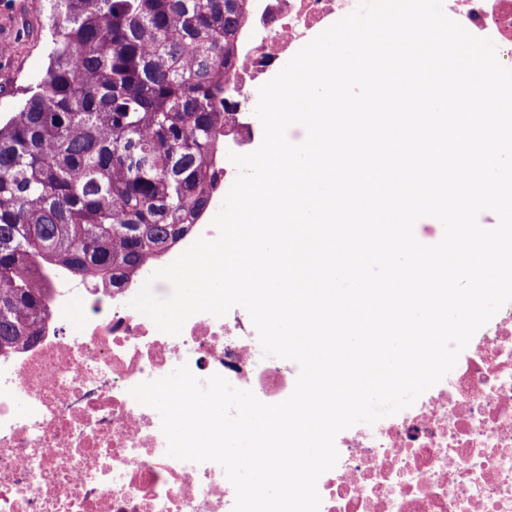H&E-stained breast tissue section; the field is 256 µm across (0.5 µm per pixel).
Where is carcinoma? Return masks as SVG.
I'll list each match as a JSON object with an SVG mask.
<instances>
[{"label": "carcinoma", "instance_id": "carcinoma-1", "mask_svg": "<svg viewBox=\"0 0 512 512\" xmlns=\"http://www.w3.org/2000/svg\"><path fill=\"white\" fill-rule=\"evenodd\" d=\"M250 0H46L48 65L0 120V349L48 267L134 272L219 194L224 78Z\"/></svg>", "mask_w": 512, "mask_h": 512}]
</instances>
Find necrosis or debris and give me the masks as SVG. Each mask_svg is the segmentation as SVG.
Instances as JSON below:
<instances>
[{
  "instance_id": "necrosis-or-debris-1",
  "label": "necrosis or debris",
  "mask_w": 512,
  "mask_h": 512,
  "mask_svg": "<svg viewBox=\"0 0 512 512\" xmlns=\"http://www.w3.org/2000/svg\"><path fill=\"white\" fill-rule=\"evenodd\" d=\"M256 2L231 75L232 130L252 126L263 76L358 4ZM444 11L490 38L512 68V0H444ZM148 276L115 284L49 273L35 343L0 351V512H233L223 468L168 456L159 413L130 390L185 365L275 404L291 395L294 376L264 356L240 307L193 315L176 336L158 330L129 306ZM458 361L456 379L417 406L337 435L338 462L317 482L319 512H512V309Z\"/></svg>"
}]
</instances>
